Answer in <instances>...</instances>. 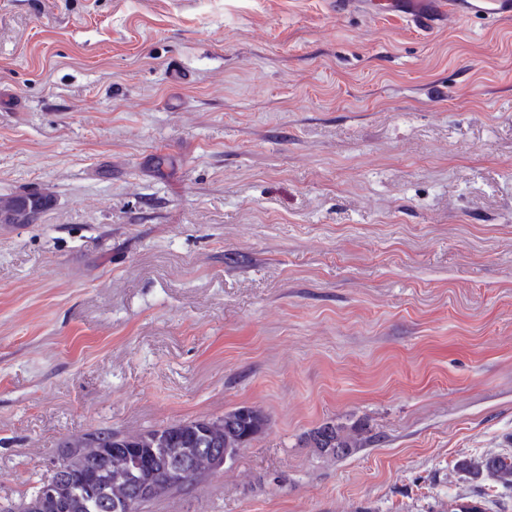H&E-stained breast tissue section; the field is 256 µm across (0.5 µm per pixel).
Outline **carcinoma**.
Masks as SVG:
<instances>
[{"label":"carcinoma","mask_w":512,"mask_h":512,"mask_svg":"<svg viewBox=\"0 0 512 512\" xmlns=\"http://www.w3.org/2000/svg\"><path fill=\"white\" fill-rule=\"evenodd\" d=\"M208 418L181 420L165 427L149 429L137 435H123L110 429H97L73 436L64 443L70 449L83 441H96L100 448H138L146 454L152 448H231L234 456L248 446L256 436L269 427V419L262 410L239 406L224 412L222 430L208 432ZM310 447L323 455L343 459L373 442V436L361 426L325 423L307 435ZM462 470L486 473L495 483L512 493V455H495L480 460L464 461ZM69 479L64 483V498L75 504L69 512H86L74 496V488L91 484L102 494L112 492L111 458L100 457L69 467Z\"/></svg>","instance_id":"cac0c4a2"}]
</instances>
